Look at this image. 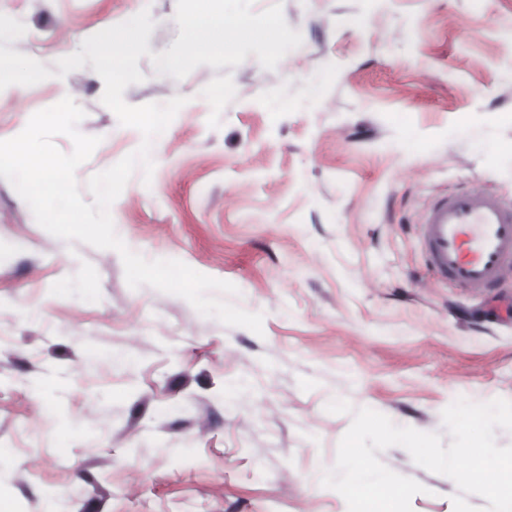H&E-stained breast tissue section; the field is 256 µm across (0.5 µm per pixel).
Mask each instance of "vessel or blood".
Instances as JSON below:
<instances>
[{
	"mask_svg": "<svg viewBox=\"0 0 512 512\" xmlns=\"http://www.w3.org/2000/svg\"><path fill=\"white\" fill-rule=\"evenodd\" d=\"M428 270L481 295L512 270V199L464 187L432 199L419 218Z\"/></svg>",
	"mask_w": 512,
	"mask_h": 512,
	"instance_id": "1",
	"label": "vessel or blood"
}]
</instances>
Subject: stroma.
<instances>
[{
	"mask_svg": "<svg viewBox=\"0 0 512 512\" xmlns=\"http://www.w3.org/2000/svg\"><path fill=\"white\" fill-rule=\"evenodd\" d=\"M281 2L302 44L176 80L138 62L133 106L186 97L110 214L148 260L236 285L263 332L130 288L117 251L44 230L0 178V512H348L323 487L352 417L444 433L455 399L512 401V270L491 298L436 278L417 218L470 185L512 197V0ZM176 0H0L12 42L53 70L108 24ZM224 99L216 101L215 86ZM92 64L0 96V140L70 96L100 137L79 188L141 145L101 102ZM92 202L91 194L83 196ZM422 484L413 512H453L450 478L394 446Z\"/></svg>",
	"mask_w": 512,
	"mask_h": 512,
	"instance_id": "obj_1",
	"label": "stroma"
}]
</instances>
